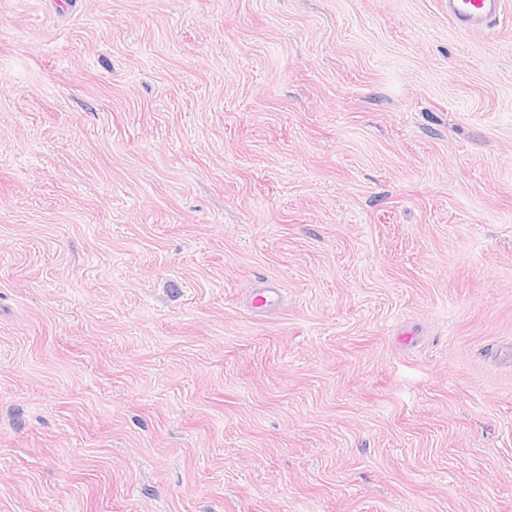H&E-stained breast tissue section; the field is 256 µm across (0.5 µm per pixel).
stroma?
Returning <instances> with one entry per match:
<instances>
[{
	"mask_svg": "<svg viewBox=\"0 0 512 512\" xmlns=\"http://www.w3.org/2000/svg\"><path fill=\"white\" fill-rule=\"evenodd\" d=\"M0 512H512V0H0ZM503 0H448V15L459 29L481 31L496 26Z\"/></svg>",
	"mask_w": 512,
	"mask_h": 512,
	"instance_id": "35a3bbf8",
	"label": "stroma"
}]
</instances>
